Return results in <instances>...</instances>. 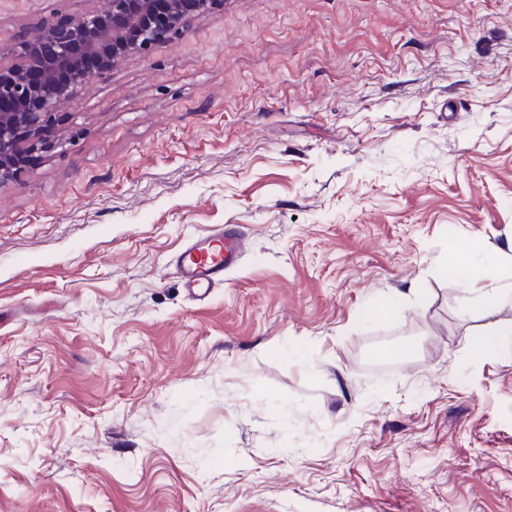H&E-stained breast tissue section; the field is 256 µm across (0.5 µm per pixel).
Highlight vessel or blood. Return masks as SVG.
<instances>
[{
  "label": "vessel or blood",
  "mask_w": 512,
  "mask_h": 512,
  "mask_svg": "<svg viewBox=\"0 0 512 512\" xmlns=\"http://www.w3.org/2000/svg\"><path fill=\"white\" fill-rule=\"evenodd\" d=\"M243 245L241 232L232 224L187 238L173 265L188 295L202 300L212 288L222 285L225 271L237 264Z\"/></svg>",
  "instance_id": "vessel-or-blood-1"
}]
</instances>
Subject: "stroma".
<instances>
[{"label": "stroma", "instance_id": "obj_1", "mask_svg": "<svg viewBox=\"0 0 512 512\" xmlns=\"http://www.w3.org/2000/svg\"><path fill=\"white\" fill-rule=\"evenodd\" d=\"M55 136L0 184V512H512V304L447 263L512 276V0H223ZM243 245L244 238L233 224L187 238L173 265L188 295L204 300L212 288L224 284V272L237 264ZM452 271L458 277L473 285L480 305L486 309L502 303H512V282L501 284L497 268L490 264H480L469 256L456 255L450 260Z\"/></svg>", "mask_w": 512, "mask_h": 512}]
</instances>
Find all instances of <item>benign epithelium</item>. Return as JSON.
Instances as JSON below:
<instances>
[{
    "mask_svg": "<svg viewBox=\"0 0 512 512\" xmlns=\"http://www.w3.org/2000/svg\"><path fill=\"white\" fill-rule=\"evenodd\" d=\"M222 0H104L81 16L55 14L16 44L0 46V184L35 152L55 147L61 104L130 55L144 54Z\"/></svg>",
    "mask_w": 512,
    "mask_h": 512,
    "instance_id": "benign-epithelium-1",
    "label": "benign epithelium"
}]
</instances>
